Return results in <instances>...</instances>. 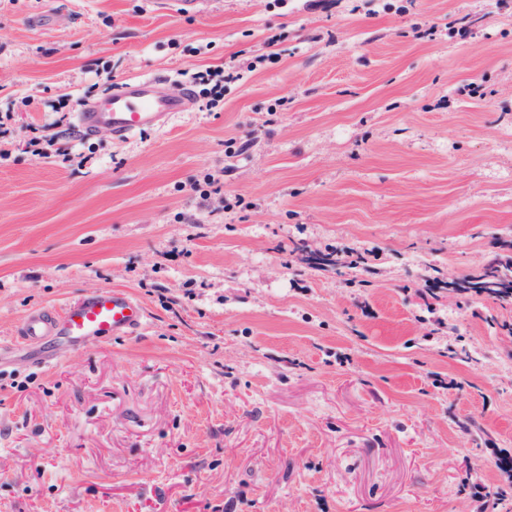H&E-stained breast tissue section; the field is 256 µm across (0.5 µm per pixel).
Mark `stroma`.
Masks as SVG:
<instances>
[{
    "label": "stroma",
    "instance_id": "35a3bbf8",
    "mask_svg": "<svg viewBox=\"0 0 512 512\" xmlns=\"http://www.w3.org/2000/svg\"><path fill=\"white\" fill-rule=\"evenodd\" d=\"M146 76L193 107L79 136ZM0 150V512H512V297L461 289L512 257V0H0ZM104 287L140 330L20 349Z\"/></svg>",
    "mask_w": 512,
    "mask_h": 512
}]
</instances>
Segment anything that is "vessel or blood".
Here are the masks:
<instances>
[{
	"instance_id": "vessel-or-blood-1",
	"label": "vessel or blood",
	"mask_w": 512,
	"mask_h": 512,
	"mask_svg": "<svg viewBox=\"0 0 512 512\" xmlns=\"http://www.w3.org/2000/svg\"><path fill=\"white\" fill-rule=\"evenodd\" d=\"M160 77H142L123 82L103 100L81 107L77 124L83 135L108 129L123 140L147 129L162 126L174 113L188 111L190 94H165ZM145 309L121 290L97 289L62 310L38 309L23 321L19 334L29 343L49 342L85 346L111 336L142 328Z\"/></svg>"
}]
</instances>
